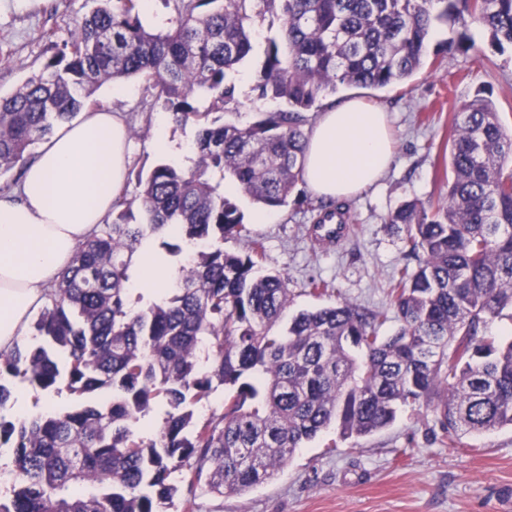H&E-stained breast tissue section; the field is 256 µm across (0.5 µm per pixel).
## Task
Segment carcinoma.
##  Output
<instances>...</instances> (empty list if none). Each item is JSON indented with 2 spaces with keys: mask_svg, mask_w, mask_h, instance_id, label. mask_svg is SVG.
I'll return each mask as SVG.
<instances>
[{
  "mask_svg": "<svg viewBox=\"0 0 512 512\" xmlns=\"http://www.w3.org/2000/svg\"><path fill=\"white\" fill-rule=\"evenodd\" d=\"M91 4L44 67L0 96V175L103 84L132 77L198 126L196 160L138 178L50 291L34 342L0 354V449L13 454L0 512H164L181 483L241 494L331 425L344 439L369 436L403 406L433 408L450 448L512 427V336L488 333L512 310V132L490 100L453 117L447 203L406 201L388 217L417 262L394 278L393 315L341 301L277 332L288 278L258 272L256 239L246 253L224 250L247 233L225 178L263 208L288 206L303 182L306 112L344 87L410 77L437 21L458 26L450 51L474 49L471 23L496 49L512 46V0H197L163 29L143 24L137 0ZM267 11L279 26L255 72L253 118L221 123L212 111L238 104L235 75L256 55L252 26ZM149 236L177 266L159 300L129 288ZM391 318L397 330L380 335ZM18 382L50 393L64 383L77 403L9 416ZM219 386L224 412L198 421L193 406ZM105 389L110 400L90 399ZM160 401L147 437L138 424Z\"/></svg>",
  "mask_w": 512,
  "mask_h": 512,
  "instance_id": "obj_1",
  "label": "carcinoma"
}]
</instances>
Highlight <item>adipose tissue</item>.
I'll return each mask as SVG.
<instances>
[{
	"mask_svg": "<svg viewBox=\"0 0 512 512\" xmlns=\"http://www.w3.org/2000/svg\"><path fill=\"white\" fill-rule=\"evenodd\" d=\"M394 158L386 113L351 99L322 112L304 154V180L317 196H354ZM132 161L127 127L109 107L61 124L27 159L16 189L0 193V353L25 336L47 293L79 248L125 195ZM142 287L172 282L170 266L143 241L135 255Z\"/></svg>",
	"mask_w": 512,
	"mask_h": 512,
	"instance_id": "1",
	"label": "adipose tissue"
}]
</instances>
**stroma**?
Instances as JSON below:
<instances>
[{"mask_svg":"<svg viewBox=\"0 0 512 512\" xmlns=\"http://www.w3.org/2000/svg\"><path fill=\"white\" fill-rule=\"evenodd\" d=\"M88 9V0H0V95L40 70ZM470 34L475 48L460 55L445 48L447 25L435 24L431 54L410 80L382 91L348 87L310 111L314 119L339 100L359 98L387 112L394 132V164L377 184L347 198L351 230L341 242L314 243L311 215L297 200L258 224L256 203L232 193L251 235L263 243L260 269L289 280L290 312L340 300L391 311V284L407 262L406 232L387 217L412 199L444 204L448 139L458 107L490 97L502 124L512 128V49L492 47L480 25H471ZM124 85L126 96H113L107 83L93 100L112 106L129 127L144 132L132 141L128 187L133 190L139 175L163 161L149 143L157 131L155 118L165 109L142 79ZM314 279L332 282L335 293L311 294ZM180 498L194 502L193 512H512V428L467 436L460 447L448 448L432 409L405 407L390 426L368 438L346 440L337 427L328 428L271 480L244 494L184 489Z\"/></svg>","mask_w":512,"mask_h":512,"instance_id":"obj_1","label":"stroma"}]
</instances>
